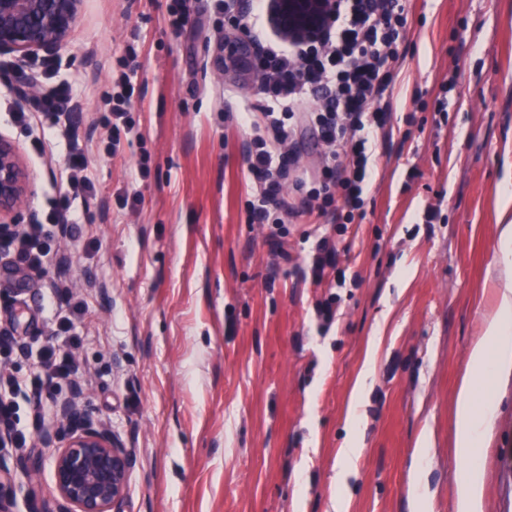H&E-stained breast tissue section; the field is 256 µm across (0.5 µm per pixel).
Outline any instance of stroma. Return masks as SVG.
Returning <instances> with one entry per match:
<instances>
[{"mask_svg":"<svg viewBox=\"0 0 512 512\" xmlns=\"http://www.w3.org/2000/svg\"><path fill=\"white\" fill-rule=\"evenodd\" d=\"M170 5L86 0L55 60L0 57V135L36 186L19 224L48 223L63 186L60 154L38 153L11 122L21 76L73 86L94 184L77 204L80 233L52 240L42 270L0 248V335L65 344L52 335L51 287L86 300L72 348L83 406L135 458L120 512H455L466 467L456 392L496 300L512 165V0H409L394 134L376 147L364 218L341 234L345 281L333 289L302 275L314 200L293 197L288 263L271 254L269 225L248 221L250 131L224 115L262 96L221 68L223 13L187 0L176 28ZM124 73L133 127L106 141L97 128ZM332 296L338 316L324 329L316 307ZM498 393L479 512H512V376ZM52 454L0 447L16 512L53 502Z\"/></svg>","mask_w":512,"mask_h":512,"instance_id":"obj_1","label":"stroma"}]
</instances>
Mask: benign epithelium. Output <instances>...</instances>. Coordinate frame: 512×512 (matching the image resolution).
<instances>
[{
  "instance_id": "obj_1",
  "label": "benign epithelium",
  "mask_w": 512,
  "mask_h": 512,
  "mask_svg": "<svg viewBox=\"0 0 512 512\" xmlns=\"http://www.w3.org/2000/svg\"><path fill=\"white\" fill-rule=\"evenodd\" d=\"M339 0H270L269 23L280 37L307 43L316 39L332 17ZM85 0H0V56L24 63L41 57L53 60L84 12ZM255 45L245 34L224 43L223 56L235 59L234 71L252 73ZM33 187L18 147L0 136V221L23 209ZM77 386L55 406L64 435L44 432L43 448L55 449L53 488L64 502L45 512H112L125 498L132 452L97 426L86 414Z\"/></svg>"
}]
</instances>
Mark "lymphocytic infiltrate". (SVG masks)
Wrapping results in <instances>:
<instances>
[{
    "instance_id": "1",
    "label": "lymphocytic infiltrate",
    "mask_w": 512,
    "mask_h": 512,
    "mask_svg": "<svg viewBox=\"0 0 512 512\" xmlns=\"http://www.w3.org/2000/svg\"><path fill=\"white\" fill-rule=\"evenodd\" d=\"M402 0H340L324 37L307 46L292 42H257L254 69L262 77L259 110L241 105L232 118L253 133L247 162L253 181L247 197L250 222L282 224L294 213L283 192L292 186L319 200L322 224H350L363 216L367 186L378 139L391 136L388 109L393 96L391 72L398 64V41L404 24ZM72 100L62 85L35 100L32 111L16 112L13 123L30 132L58 125L60 112ZM313 128L327 146L316 175L296 167L284 144L299 127ZM65 171L69 189L55 202L54 221L27 225L13 242L24 263L40 266L51 258L49 242L58 227L72 224L73 203L94 190L87 174L84 149L68 145ZM341 254L338 241L323 235L304 269L316 284L335 287ZM29 376L15 381L0 369L7 391L0 393V425L6 426L15 447H27L47 419L44 400L81 376L71 352L54 344L28 348ZM29 407V423L21 425V405Z\"/></svg>"
}]
</instances>
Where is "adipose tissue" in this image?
<instances>
[{
    "mask_svg": "<svg viewBox=\"0 0 512 512\" xmlns=\"http://www.w3.org/2000/svg\"><path fill=\"white\" fill-rule=\"evenodd\" d=\"M503 223L499 227L496 266L498 291L484 320L481 336L469 351L467 372L456 397L455 448L467 463L458 483L456 512H479L483 471L475 460L492 430L498 411L494 380L512 374V191L500 198Z\"/></svg>",
    "mask_w": 512,
    "mask_h": 512,
    "instance_id": "adipose-tissue-1",
    "label": "adipose tissue"
}]
</instances>
